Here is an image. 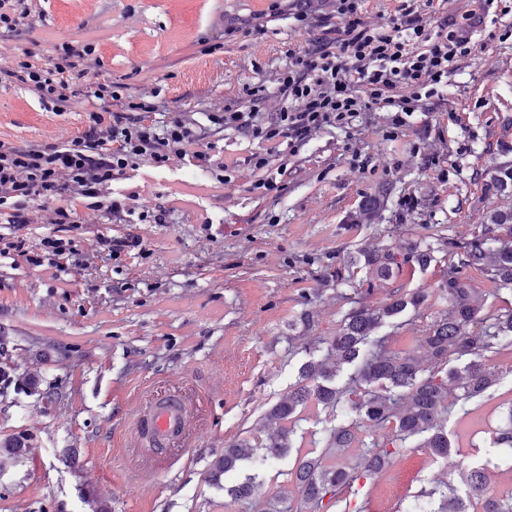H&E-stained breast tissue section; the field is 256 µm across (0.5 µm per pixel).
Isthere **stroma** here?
Instances as JSON below:
<instances>
[{"mask_svg":"<svg viewBox=\"0 0 512 512\" xmlns=\"http://www.w3.org/2000/svg\"><path fill=\"white\" fill-rule=\"evenodd\" d=\"M44 16L0 52L43 55L73 41L94 44L102 77L129 95L155 90L169 109L221 99L234 104L269 79L312 31L296 25L286 0H45ZM263 29L255 31L252 19ZM238 24L233 36L224 28ZM80 110L55 112L31 93L0 88V139L16 143L82 131ZM272 191L234 173L223 190L201 189L192 166L160 170L150 207L183 196L163 224H90L71 231L81 259L66 280L25 259L0 263V363L15 383L0 393V439L21 434L33 453L0 475V512H254L228 486L255 478L263 497L296 500L298 458L324 454L328 428L350 424L344 408L314 404L298 413L293 446L281 458L244 464L224 483L209 465L225 444L263 447L262 418L292 390L300 367L321 359L323 339L353 302H385L424 291L426 302L382 325L392 351L424 357V330L448 304L439 295L448 263H401L379 278L352 256L365 249L457 247L483 232L488 216L512 210V192L489 187L512 166V0L474 29L471 52L447 87L423 100L393 131L387 112L360 113L296 152ZM380 201L369 224L353 217ZM213 222L199 224L200 215ZM140 240L107 259L100 237ZM462 273L482 294L485 315L512 311V288L480 268ZM497 382L463 401L449 395L442 425L467 467L488 474L496 497L512 493V458L498 435L512 423V348L490 359ZM64 386L60 400L29 393L24 378ZM182 394L194 408L186 437L152 452L136 433L152 399ZM423 436L406 440L380 473L359 479L323 512H409L423 491L448 483L467 498L461 471L434 457Z\"/></svg>","mask_w":512,"mask_h":512,"instance_id":"1","label":"stroma"}]
</instances>
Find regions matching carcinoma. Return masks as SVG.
<instances>
[{
    "label": "carcinoma",
    "mask_w": 512,
    "mask_h": 512,
    "mask_svg": "<svg viewBox=\"0 0 512 512\" xmlns=\"http://www.w3.org/2000/svg\"><path fill=\"white\" fill-rule=\"evenodd\" d=\"M497 241L498 238L485 232L474 237L464 246L458 265L449 268L448 280L439 288L442 299L448 301V311L422 337L431 363L429 368L410 354L392 353L371 341L375 330L386 320L423 304L425 293H393L380 306L354 307L344 316L336 335L325 339L323 359L303 365L296 387L265 413L264 419L276 425V431L265 444L266 459H277L290 448L291 429L286 423L299 406L310 400L333 408L343 403L374 432L393 424L396 438L371 437L364 444L360 462L352 466L329 464L321 457L299 458L295 471L299 506L275 498L264 502L262 512H321L326 498L333 499L361 477L382 470L399 453L398 440L426 433L424 447L438 458L450 456L448 435L440 425L447 411L448 386L459 390V398L463 400L481 395L496 381L495 372L486 363L487 354L512 344V311L495 318L479 333L471 331V326L480 320L483 300L460 273L462 267H480L490 273L491 279L512 285V245L496 247ZM354 262L383 278L399 266L397 254L390 252L363 251ZM453 356H467L469 362L460 373L451 371L440 375L438 367L447 364ZM343 364L356 367L351 384L342 388L322 384ZM353 439L350 428H333L328 433L327 448L336 455L351 447ZM254 451L246 439L225 445L224 453L211 464L210 477L218 481L227 476L242 462L253 459ZM29 454L31 449L19 438L5 440L0 444V473ZM466 482L470 487L469 500L480 504V512H512V497L500 499L487 494L483 472L468 470ZM437 493L432 490L428 496ZM438 494L439 506L431 512H469V506L461 499L446 491Z\"/></svg>",
    "instance_id": "1"
}]
</instances>
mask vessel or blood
Masks as SVG:
<instances>
[{"instance_id": "1", "label": "vessel or blood", "mask_w": 512, "mask_h": 512, "mask_svg": "<svg viewBox=\"0 0 512 512\" xmlns=\"http://www.w3.org/2000/svg\"><path fill=\"white\" fill-rule=\"evenodd\" d=\"M190 416L186 401L176 395L153 400L137 421L142 444L157 448L185 436Z\"/></svg>"}]
</instances>
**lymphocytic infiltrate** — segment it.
Listing matches in <instances>:
<instances>
[{"mask_svg":"<svg viewBox=\"0 0 512 512\" xmlns=\"http://www.w3.org/2000/svg\"><path fill=\"white\" fill-rule=\"evenodd\" d=\"M330 9L294 19L318 27L321 37L289 49L273 79L275 112L253 101L234 105L212 101L205 112L168 111L147 99L127 100L123 84L100 79L95 47L63 46L48 57L26 50L0 54V86L18 84L53 111L82 101L86 125L79 134L44 141L0 140V224L165 223L171 210L150 209L143 186L113 197V182L130 172L162 167H196L223 186L239 167L261 172L254 189L276 186L270 172L281 144L298 150L323 129L352 123L360 112L388 110L392 128L406 126L427 87L446 85L459 58L469 54L472 25L441 24L429 31L418 8L401 0L386 31L361 18L362 0H328ZM341 23H333V16ZM39 0H0V40H12L41 19ZM231 130L265 143L244 160L224 161L204 141L202 124Z\"/></svg>","mask_w":512,"mask_h":512,"instance_id":"lymphocytic-infiltrate-1","label":"lymphocytic infiltrate"}]
</instances>
